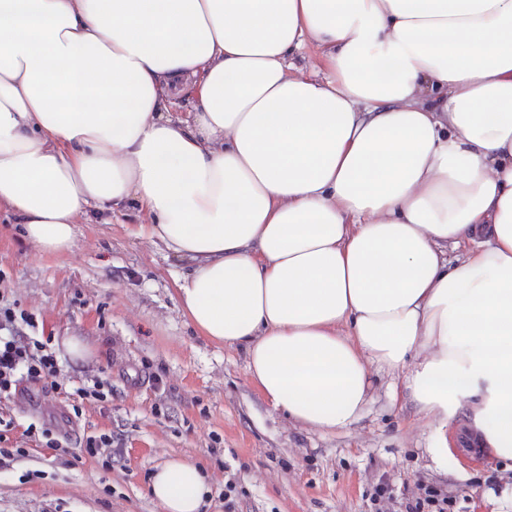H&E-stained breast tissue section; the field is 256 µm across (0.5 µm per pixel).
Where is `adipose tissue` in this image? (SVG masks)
Listing matches in <instances>:
<instances>
[{"label": "adipose tissue", "mask_w": 512, "mask_h": 512, "mask_svg": "<svg viewBox=\"0 0 512 512\" xmlns=\"http://www.w3.org/2000/svg\"><path fill=\"white\" fill-rule=\"evenodd\" d=\"M132 206L289 420L347 429L402 370L512 460V0H0V212L64 254ZM148 491L210 488L175 457Z\"/></svg>", "instance_id": "adipose-tissue-1"}]
</instances>
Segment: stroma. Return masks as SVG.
<instances>
[{
  "instance_id": "stroma-1",
  "label": "stroma",
  "mask_w": 512,
  "mask_h": 512,
  "mask_svg": "<svg viewBox=\"0 0 512 512\" xmlns=\"http://www.w3.org/2000/svg\"><path fill=\"white\" fill-rule=\"evenodd\" d=\"M149 218L129 207L120 218L92 212L76 226L71 252L38 251L21 225L0 214V299L17 303L52 336L58 383L108 381L105 405L51 394L0 401L14 440L46 424L61 446L27 442L0 459V512H161L148 491L155 468L193 458L210 486L204 512H373L378 481L401 512L418 482L457 497L455 512H495L492 492L512 482L502 460L449 457L431 447L440 423L402 391L405 372L370 367L372 401L352 427L323 433L296 424L259 394L244 350L201 336L181 310L176 258L153 246ZM84 337L91 360L74 363L62 346ZM112 437L110 463L83 449L89 435ZM233 482L225 495V482Z\"/></svg>"
}]
</instances>
